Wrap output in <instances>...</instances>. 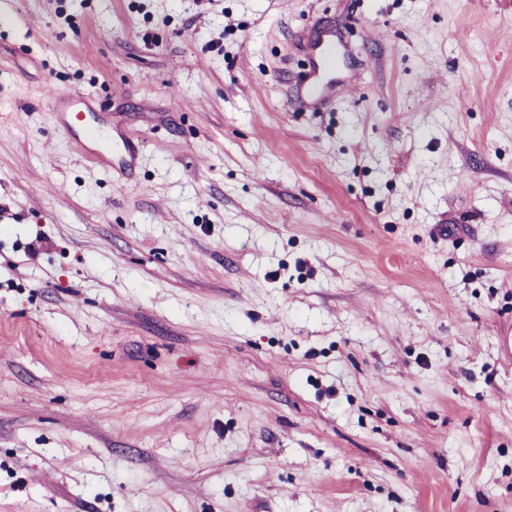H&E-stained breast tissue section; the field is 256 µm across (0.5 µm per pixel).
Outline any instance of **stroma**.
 Wrapping results in <instances>:
<instances>
[{"instance_id": "obj_1", "label": "stroma", "mask_w": 512, "mask_h": 512, "mask_svg": "<svg viewBox=\"0 0 512 512\" xmlns=\"http://www.w3.org/2000/svg\"><path fill=\"white\" fill-rule=\"evenodd\" d=\"M507 337L512 0H0V512H512ZM54 102L63 106L69 115V122L64 124L66 132L76 135L78 127H84L91 122L97 123L100 127H103L100 122L96 120V117L91 112H81L74 109L73 96L64 91H58L53 98Z\"/></svg>"}]
</instances>
